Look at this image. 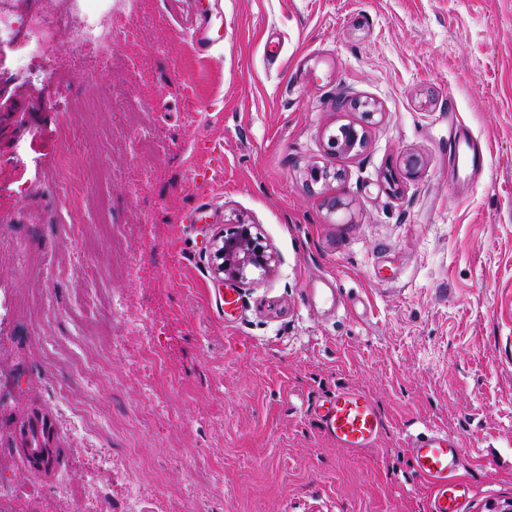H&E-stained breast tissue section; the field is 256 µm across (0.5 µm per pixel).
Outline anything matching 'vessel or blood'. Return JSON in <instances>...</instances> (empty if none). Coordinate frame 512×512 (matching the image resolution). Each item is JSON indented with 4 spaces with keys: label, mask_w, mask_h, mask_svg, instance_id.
Instances as JSON below:
<instances>
[{
    "label": "vessel or blood",
    "mask_w": 512,
    "mask_h": 512,
    "mask_svg": "<svg viewBox=\"0 0 512 512\" xmlns=\"http://www.w3.org/2000/svg\"><path fill=\"white\" fill-rule=\"evenodd\" d=\"M483 153L476 148L463 125L453 124L448 139V169L459 175L462 167L479 168ZM320 430L337 447L358 451L371 447L382 427L383 417L365 393L343 389L325 397L316 406ZM407 453L415 473L432 488L429 512H462L472 488L462 480L461 448L457 437L429 429L410 438Z\"/></svg>",
    "instance_id": "b4317fda"
}]
</instances>
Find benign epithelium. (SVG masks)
I'll return each instance as SVG.
<instances>
[{"mask_svg":"<svg viewBox=\"0 0 512 512\" xmlns=\"http://www.w3.org/2000/svg\"><path fill=\"white\" fill-rule=\"evenodd\" d=\"M362 144L364 137L351 127L343 128L340 135L331 138V146L346 153ZM252 228L253 225L240 222L229 235H221L213 240L211 255L216 274L242 283L253 270L265 273L271 269L274 256L252 232ZM51 439L52 432L46 423L40 430L28 425L19 428V447L38 469L48 468L52 464Z\"/></svg>","mask_w":512,"mask_h":512,"instance_id":"7a95c632","label":"benign epithelium"}]
</instances>
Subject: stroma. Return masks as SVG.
<instances>
[{
  "label": "stroma",
  "instance_id": "stroma-1",
  "mask_svg": "<svg viewBox=\"0 0 512 512\" xmlns=\"http://www.w3.org/2000/svg\"><path fill=\"white\" fill-rule=\"evenodd\" d=\"M112 37L127 63L101 73L69 24L48 57L0 45L11 512H427L405 448L435 427L464 512L512 501V0H115ZM451 104L486 154L470 180ZM344 125L363 147H330ZM239 220L275 260L235 283L210 243ZM339 389L378 406L372 447L321 434ZM30 421L51 469L8 439Z\"/></svg>",
  "mask_w": 512,
  "mask_h": 512
}]
</instances>
